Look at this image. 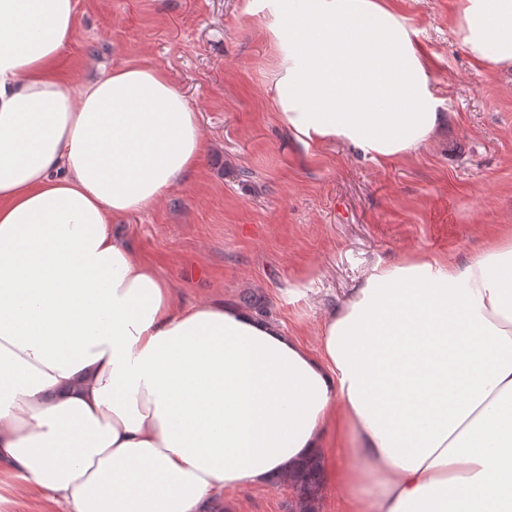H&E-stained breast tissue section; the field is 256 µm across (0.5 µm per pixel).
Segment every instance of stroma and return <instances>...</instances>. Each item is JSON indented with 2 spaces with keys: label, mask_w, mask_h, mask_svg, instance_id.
Segmentation results:
<instances>
[{
  "label": "stroma",
  "mask_w": 512,
  "mask_h": 512,
  "mask_svg": "<svg viewBox=\"0 0 512 512\" xmlns=\"http://www.w3.org/2000/svg\"><path fill=\"white\" fill-rule=\"evenodd\" d=\"M432 61L447 119L391 162L336 142L305 150L277 123L273 50L240 0H77L65 71L163 67L199 114L198 171L118 227L183 303L224 300L319 348V327L377 263L427 251L462 263L512 231V69L456 40V0H395ZM287 483L212 495L213 512H289Z\"/></svg>",
  "instance_id": "obj_1"
}]
</instances>
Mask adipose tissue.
Wrapping results in <instances>:
<instances>
[{
    "mask_svg": "<svg viewBox=\"0 0 512 512\" xmlns=\"http://www.w3.org/2000/svg\"><path fill=\"white\" fill-rule=\"evenodd\" d=\"M304 148L385 163L442 99L393 0H244ZM76 0H0V488L64 512H202L311 457L343 512H512V242L375 265L318 352L232 303L186 305L113 233L207 149L168 74L59 68ZM476 63L512 67V0H457Z\"/></svg>",
    "mask_w": 512,
    "mask_h": 512,
    "instance_id": "obj_1",
    "label": "adipose tissue"
}]
</instances>
